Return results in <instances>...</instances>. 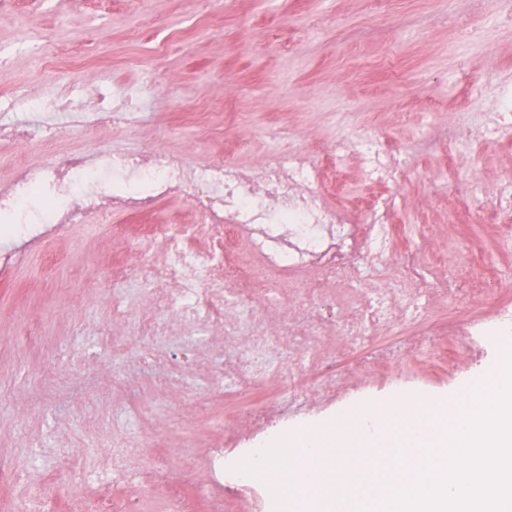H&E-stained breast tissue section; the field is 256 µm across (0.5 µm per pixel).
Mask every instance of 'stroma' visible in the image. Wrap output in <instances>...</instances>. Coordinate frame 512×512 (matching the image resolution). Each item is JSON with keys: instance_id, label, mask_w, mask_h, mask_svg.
<instances>
[{"instance_id": "35a3bbf8", "label": "stroma", "mask_w": 512, "mask_h": 512, "mask_svg": "<svg viewBox=\"0 0 512 512\" xmlns=\"http://www.w3.org/2000/svg\"><path fill=\"white\" fill-rule=\"evenodd\" d=\"M67 44L53 66L40 47ZM0 123L29 131L26 158L66 153L166 148L200 168L227 159L263 172L274 154L311 152L331 201L352 212L381 195L391 213L394 257L432 259L430 273L464 275L473 265L512 269V218L495 206L512 176V135L486 142L454 137L458 114L486 111L491 90L512 82V23L494 21L468 47L441 0H18L0 12ZM135 90L142 114L122 129L67 124L49 102L76 94L87 107L102 95ZM24 94L46 103L8 107ZM231 104L237 119L214 107ZM65 123L56 140L44 125ZM378 137L405 175L398 185H364L355 155L335 163L337 136ZM481 180L483 195L470 192ZM187 190L139 216L115 213L75 224L26 252L0 281V512H112L140 497L161 512L170 496L193 500L208 484V460L226 462L303 425L326 426L340 411L406 390L450 397L502 362L476 331L499 305H512V281L468 304L427 294L422 319L444 332L436 353L415 331L400 334L401 304L379 325L366 322L385 279L363 271L342 286L317 268L299 287L271 276L239 282L216 267L213 299L224 307L192 335L182 314L153 294L152 270L164 267L166 226L192 224ZM60 264L48 263V255ZM260 331H253V319ZM153 321L142 335L137 327ZM368 344L391 343L387 368L358 357L347 329ZM307 380L300 404H288L289 379Z\"/></svg>"}]
</instances>
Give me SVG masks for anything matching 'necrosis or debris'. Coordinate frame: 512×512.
Instances as JSON below:
<instances>
[{"mask_svg": "<svg viewBox=\"0 0 512 512\" xmlns=\"http://www.w3.org/2000/svg\"><path fill=\"white\" fill-rule=\"evenodd\" d=\"M456 137L467 140L473 128L487 139L512 125V86L499 89L493 105L482 112L479 125L458 119ZM356 150L363 177L370 183L393 178L388 151L381 141L363 137L356 142L337 138L333 154L343 159ZM321 174L303 151L276 154L262 176L237 163L217 160L203 168L190 167L182 157L165 150L124 154L100 151L72 153L45 164L19 163L11 187L0 192V274H7L30 248L72 224L108 212L145 214L178 189L190 191L198 223L174 228L168 237L167 266L180 281L177 294L155 291L157 300L179 306L186 315L206 310L208 300L200 283L220 259L229 258L238 236H249L253 251L262 258L261 273L297 274L304 267L323 262L329 276L343 284L353 283L351 264L340 249L352 237L366 246L364 260L371 268L387 267L389 286L406 301L412 322H420L417 297L405 284L414 279L426 283V271L415 257L394 266L386 259L392 252L389 233L390 197L371 202L357 220L337 221L320 188ZM214 232L215 244L206 252L189 248L200 224Z\"/></svg>", "mask_w": 512, "mask_h": 512, "instance_id": "1", "label": "necrosis or debris"}]
</instances>
